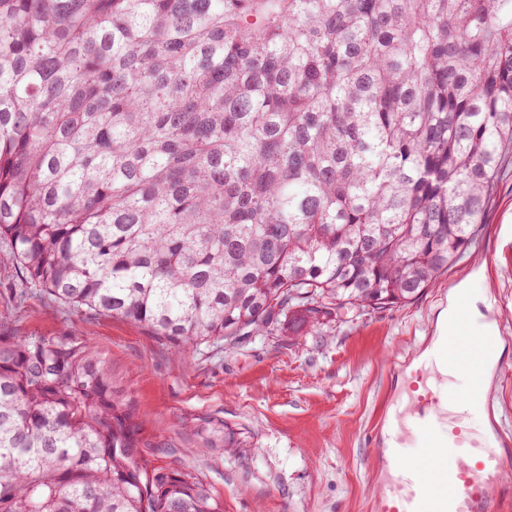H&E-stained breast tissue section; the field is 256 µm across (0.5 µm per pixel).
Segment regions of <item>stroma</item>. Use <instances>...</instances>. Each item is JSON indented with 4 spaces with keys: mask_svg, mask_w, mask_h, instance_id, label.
<instances>
[{
    "mask_svg": "<svg viewBox=\"0 0 512 512\" xmlns=\"http://www.w3.org/2000/svg\"><path fill=\"white\" fill-rule=\"evenodd\" d=\"M0 238V334L61 341L97 356L131 399L146 469L181 463L224 512H375L374 436L400 392L393 359L437 334L451 292L481 297L504 338L490 396L492 428L512 437V153L503 157L479 237L412 303L321 326L297 342L274 334L232 350L176 354L140 325L77 312L29 284ZM223 423L233 451L201 431Z\"/></svg>",
    "mask_w": 512,
    "mask_h": 512,
    "instance_id": "1",
    "label": "stroma"
}]
</instances>
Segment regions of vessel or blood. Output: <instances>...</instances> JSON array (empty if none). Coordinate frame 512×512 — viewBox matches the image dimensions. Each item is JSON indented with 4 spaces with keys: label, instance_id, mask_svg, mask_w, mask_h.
<instances>
[{
    "label": "vessel or blood",
    "instance_id": "1",
    "mask_svg": "<svg viewBox=\"0 0 512 512\" xmlns=\"http://www.w3.org/2000/svg\"><path fill=\"white\" fill-rule=\"evenodd\" d=\"M467 304H460L449 329L430 342L411 374L424 392L391 412L392 430L377 435V455L386 480L377 512H504L496 490L512 470V454L484 437L462 435L452 405L486 416L493 405L484 387V367L495 349L478 337ZM448 375H439V367Z\"/></svg>",
    "mask_w": 512,
    "mask_h": 512
}]
</instances>
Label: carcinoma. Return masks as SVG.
<instances>
[{
	"instance_id": "1",
	"label": "carcinoma",
	"mask_w": 512,
	"mask_h": 512,
	"mask_svg": "<svg viewBox=\"0 0 512 512\" xmlns=\"http://www.w3.org/2000/svg\"><path fill=\"white\" fill-rule=\"evenodd\" d=\"M512 148V0H0V237L179 353L418 299ZM105 363L0 336V512H224Z\"/></svg>"
}]
</instances>
